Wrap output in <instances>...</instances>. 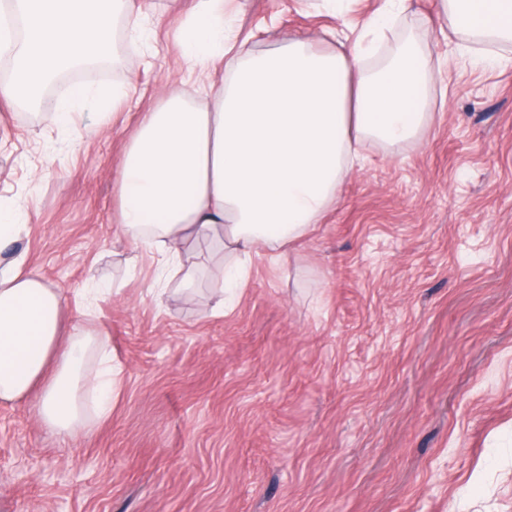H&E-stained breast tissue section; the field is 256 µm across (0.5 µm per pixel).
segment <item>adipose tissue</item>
I'll return each instance as SVG.
<instances>
[{"label":"adipose tissue","instance_id":"ef3b65f1","mask_svg":"<svg viewBox=\"0 0 512 512\" xmlns=\"http://www.w3.org/2000/svg\"><path fill=\"white\" fill-rule=\"evenodd\" d=\"M341 50L284 40L258 53L226 35L224 0H191L183 21L182 67L202 103L175 87L142 113L114 182L116 235L154 250L157 278L179 276L192 291L196 271L183 255L204 240L245 270L253 257L278 260L338 203L346 177L363 164L359 143L390 146L414 137L429 119V76L412 45L372 67V38L390 26L403 0H387ZM451 28L512 41V0H442ZM22 40L0 31V55L13 62L0 100H40L59 69L91 62L112 46L117 19L148 39L142 0H14ZM228 79L216 78L217 69ZM116 91L78 87L45 112L58 131L82 110L96 112L91 132L109 118ZM22 206L0 205V403L35 400L41 421L69 435L93 392L100 412L112 404L110 361L88 371L93 338L63 331L66 299L16 251Z\"/></svg>","mask_w":512,"mask_h":512}]
</instances>
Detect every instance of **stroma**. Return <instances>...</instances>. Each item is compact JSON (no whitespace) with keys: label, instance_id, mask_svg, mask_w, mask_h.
Listing matches in <instances>:
<instances>
[{"label":"stroma","instance_id":"stroma-1","mask_svg":"<svg viewBox=\"0 0 512 512\" xmlns=\"http://www.w3.org/2000/svg\"><path fill=\"white\" fill-rule=\"evenodd\" d=\"M189 0H147L89 85L127 86L101 132L0 105V200L21 245L117 369L112 408L85 395L60 439L34 401L0 403V512H512V43L503 63L449 30L438 0H405L380 55L413 41L431 119L347 178L283 265L256 263L213 309L207 242L193 299L151 286L153 256L112 225L113 183L140 113L181 85ZM386 0H226L228 34L336 47Z\"/></svg>","mask_w":512,"mask_h":512}]
</instances>
